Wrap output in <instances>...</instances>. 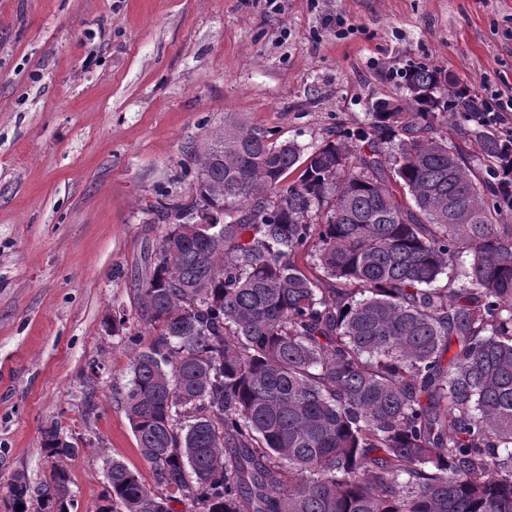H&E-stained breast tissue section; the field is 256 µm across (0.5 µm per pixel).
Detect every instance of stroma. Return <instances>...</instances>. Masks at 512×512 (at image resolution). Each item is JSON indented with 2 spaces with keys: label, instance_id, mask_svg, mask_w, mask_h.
Masks as SVG:
<instances>
[{
  "label": "stroma",
  "instance_id": "obj_1",
  "mask_svg": "<svg viewBox=\"0 0 512 512\" xmlns=\"http://www.w3.org/2000/svg\"><path fill=\"white\" fill-rule=\"evenodd\" d=\"M511 29L512 0H0V512L16 475L49 479L52 424L78 512L108 460L152 483L120 400L134 268L167 231L150 204L187 200L217 133L316 145L410 65L510 90Z\"/></svg>",
  "mask_w": 512,
  "mask_h": 512
}]
</instances>
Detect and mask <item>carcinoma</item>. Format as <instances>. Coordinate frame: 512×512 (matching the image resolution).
<instances>
[{
    "mask_svg": "<svg viewBox=\"0 0 512 512\" xmlns=\"http://www.w3.org/2000/svg\"><path fill=\"white\" fill-rule=\"evenodd\" d=\"M402 78L309 151L224 128L153 207L122 394L153 484L112 459L95 512H512V137L448 72ZM43 450L12 512L76 509L75 447Z\"/></svg>",
    "mask_w": 512,
    "mask_h": 512,
    "instance_id": "1",
    "label": "carcinoma"
}]
</instances>
